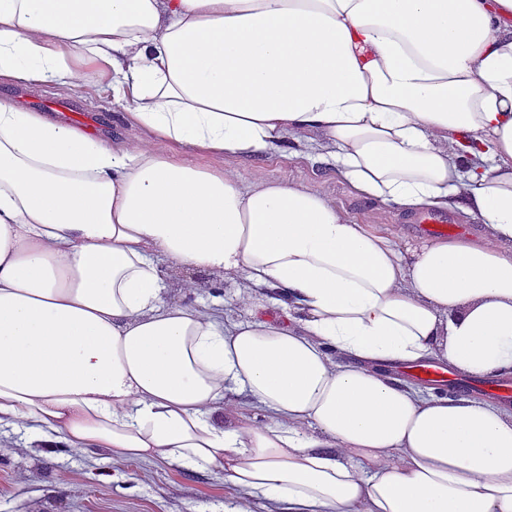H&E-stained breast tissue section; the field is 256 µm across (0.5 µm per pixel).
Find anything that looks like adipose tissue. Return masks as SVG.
<instances>
[{"label":"adipose tissue","instance_id":"1","mask_svg":"<svg viewBox=\"0 0 512 512\" xmlns=\"http://www.w3.org/2000/svg\"><path fill=\"white\" fill-rule=\"evenodd\" d=\"M91 74L137 139L0 100V430L212 472L224 512H512V405L388 373L512 375V0H0V80ZM288 142L486 234L241 181ZM171 268L236 278L248 319Z\"/></svg>","mask_w":512,"mask_h":512}]
</instances>
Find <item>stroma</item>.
Wrapping results in <instances>:
<instances>
[{
    "label": "stroma",
    "instance_id": "1",
    "mask_svg": "<svg viewBox=\"0 0 512 512\" xmlns=\"http://www.w3.org/2000/svg\"><path fill=\"white\" fill-rule=\"evenodd\" d=\"M76 102L92 116L97 136L132 137L135 129L118 116L111 92L89 83L67 85L0 84V98L22 104L24 97ZM243 181L253 182L287 170L295 180L324 184L339 206L359 223L395 231L415 242L431 239L428 225L398 208H387L357 194L335 167L290 151L260 161L235 164ZM190 303H224L227 317L244 319L246 309L231 300L232 282L220 274L196 275ZM233 496L215 475L188 472L160 461H120L107 453L45 448L24 431L0 435V512H224Z\"/></svg>",
    "mask_w": 512,
    "mask_h": 512
}]
</instances>
